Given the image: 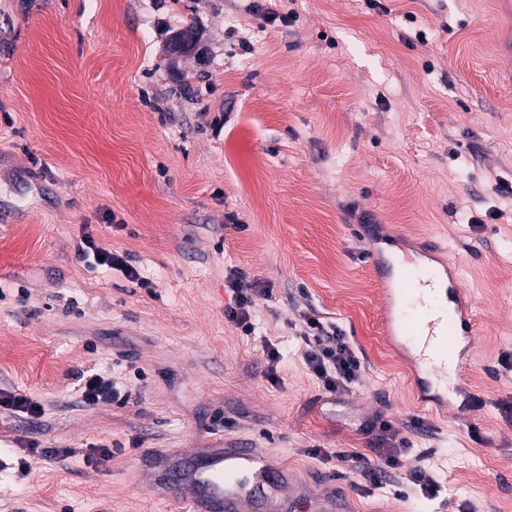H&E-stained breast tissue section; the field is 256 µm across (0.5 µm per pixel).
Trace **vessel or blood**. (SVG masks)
Returning a JSON list of instances; mask_svg holds the SVG:
<instances>
[{
  "label": "vessel or blood",
  "instance_id": "obj_1",
  "mask_svg": "<svg viewBox=\"0 0 512 512\" xmlns=\"http://www.w3.org/2000/svg\"><path fill=\"white\" fill-rule=\"evenodd\" d=\"M392 321L412 357L424 365L431 381L448 375L446 359L456 356L458 373H465L464 344L475 334V322L461 303L458 280L407 261L398 283ZM439 290L444 307L425 319L412 309L421 295ZM288 485L284 471L271 467L256 449L221 445L198 449L170 486L173 499L183 500L185 512H270L284 497Z\"/></svg>",
  "mask_w": 512,
  "mask_h": 512
}]
</instances>
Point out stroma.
Instances as JSON below:
<instances>
[{
  "mask_svg": "<svg viewBox=\"0 0 512 512\" xmlns=\"http://www.w3.org/2000/svg\"><path fill=\"white\" fill-rule=\"evenodd\" d=\"M382 3L283 0L285 27L244 0H0V390L41 406L0 409V512H181L144 472L219 440L306 486L291 512L329 480L347 512H512L503 24L494 0ZM190 25L209 65L171 53ZM85 227L139 279L80 262ZM368 253L457 265L477 332L447 400L419 396ZM308 314L352 342L347 391L308 369ZM83 373L119 400L86 406ZM393 446L379 484L354 472ZM227 286L233 291L234 304L224 309V316L231 322L244 325L250 319L249 310L253 306V296L257 288L236 270L227 277Z\"/></svg>",
  "mask_w": 512,
  "mask_h": 512,
  "instance_id": "1",
  "label": "stroma"
}]
</instances>
